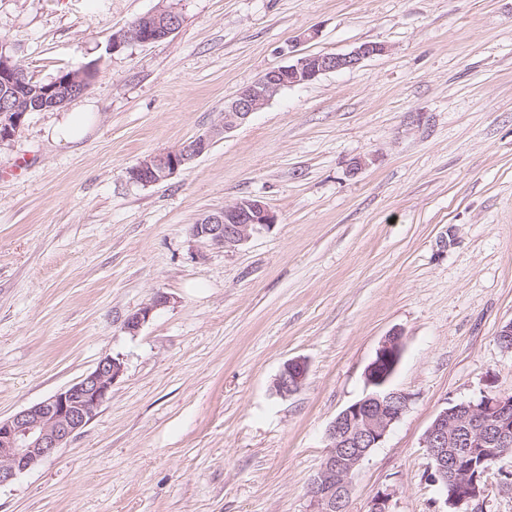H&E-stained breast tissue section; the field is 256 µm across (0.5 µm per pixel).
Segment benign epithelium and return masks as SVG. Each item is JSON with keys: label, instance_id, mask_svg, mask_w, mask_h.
I'll return each mask as SVG.
<instances>
[{"label": "benign epithelium", "instance_id": "7a95c632", "mask_svg": "<svg viewBox=\"0 0 512 512\" xmlns=\"http://www.w3.org/2000/svg\"><path fill=\"white\" fill-rule=\"evenodd\" d=\"M181 17L172 7L146 14L112 35V49L126 43H150L173 34ZM385 52L379 43H362L348 53L299 52L293 62L265 72L224 105L221 121L181 147L139 161L127 172L130 181L158 184L202 156L226 133L248 121L281 89L305 84L318 76L353 69L364 60ZM22 68L0 45V89L15 92L16 101L0 107V147L11 142L29 112L59 107L88 89L82 72L72 71L66 81L56 80L44 97L30 101L19 89L26 86ZM276 223V216L257 199L205 212L192 226L194 237L211 246L234 249L255 233ZM169 303L164 294L127 317L124 329L137 333L152 313ZM402 336L385 337L364 372L371 392L342 410L327 430V447L318 471L308 486L309 512H347L350 477L359 463L384 440L400 419L410 396L390 388L389 381L401 360ZM123 363L112 356L99 360L94 370L47 400L0 419V487L40 464L83 430L112 392L123 374ZM308 374L301 359L288 361L276 378L283 397L300 390ZM429 459L428 476L443 486L453 512L468 507L485 493L487 476L502 458L512 456V394L485 395L477 402L442 409L424 437ZM393 492L379 491L368 512H392Z\"/></svg>", "mask_w": 512, "mask_h": 512}]
</instances>
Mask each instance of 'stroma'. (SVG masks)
I'll return each mask as SVG.
<instances>
[{
	"mask_svg": "<svg viewBox=\"0 0 512 512\" xmlns=\"http://www.w3.org/2000/svg\"><path fill=\"white\" fill-rule=\"evenodd\" d=\"M165 6L174 34L112 48ZM307 33V51H386L282 89L171 178L129 181ZM0 45L38 82L99 71L0 149V418L103 357L124 365L81 434L0 487V512H308L327 429L394 332L390 385L411 400L354 472L348 512L385 489L392 512H451L427 429L512 394V0H0ZM76 111L93 115L83 139L54 141ZM244 198L275 224L233 250L193 236ZM295 358L308 375L280 396ZM510 473L509 456L474 512H512ZM168 302L169 298L166 295L157 294L151 303L127 317L124 329L130 334H136L142 325L149 320L152 313L158 308L164 307ZM308 374V365L301 359L289 360L276 378V391L283 397L300 390Z\"/></svg>",
	"mask_w": 512,
	"mask_h": 512,
	"instance_id": "1",
	"label": "stroma"
}]
</instances>
